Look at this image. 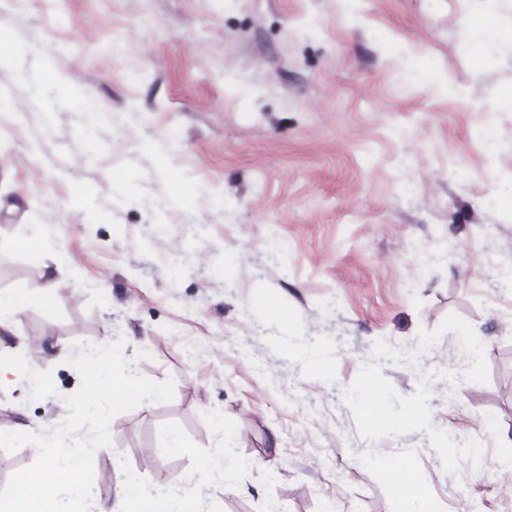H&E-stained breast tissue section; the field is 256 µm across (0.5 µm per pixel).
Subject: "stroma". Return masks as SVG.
Instances as JSON below:
<instances>
[{
  "label": "stroma",
  "instance_id": "1",
  "mask_svg": "<svg viewBox=\"0 0 512 512\" xmlns=\"http://www.w3.org/2000/svg\"><path fill=\"white\" fill-rule=\"evenodd\" d=\"M0 19V292L51 268L58 296L0 326L58 391L11 377L0 434L58 425L73 343L122 338L175 398L112 420L91 512L131 476L193 491L223 456L206 512H397L382 453L429 494L409 512H512V0H0Z\"/></svg>",
  "mask_w": 512,
  "mask_h": 512
}]
</instances>
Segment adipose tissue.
<instances>
[{"instance_id": "ef3b65f1", "label": "adipose tissue", "mask_w": 512, "mask_h": 512, "mask_svg": "<svg viewBox=\"0 0 512 512\" xmlns=\"http://www.w3.org/2000/svg\"><path fill=\"white\" fill-rule=\"evenodd\" d=\"M206 491L197 486L191 494L178 498L168 493L140 485L126 483L112 505V512H202Z\"/></svg>"}]
</instances>
